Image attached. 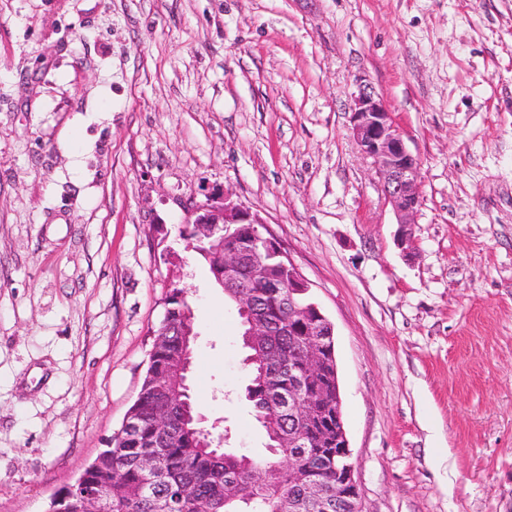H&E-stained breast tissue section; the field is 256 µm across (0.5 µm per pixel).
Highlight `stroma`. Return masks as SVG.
Masks as SVG:
<instances>
[{"mask_svg":"<svg viewBox=\"0 0 512 512\" xmlns=\"http://www.w3.org/2000/svg\"><path fill=\"white\" fill-rule=\"evenodd\" d=\"M363 81L421 162L404 228ZM224 194L334 326L360 512H512V0H0V512L108 447L175 286L205 427L265 456L237 307L181 235Z\"/></svg>","mask_w":512,"mask_h":512,"instance_id":"1","label":"stroma"}]
</instances>
